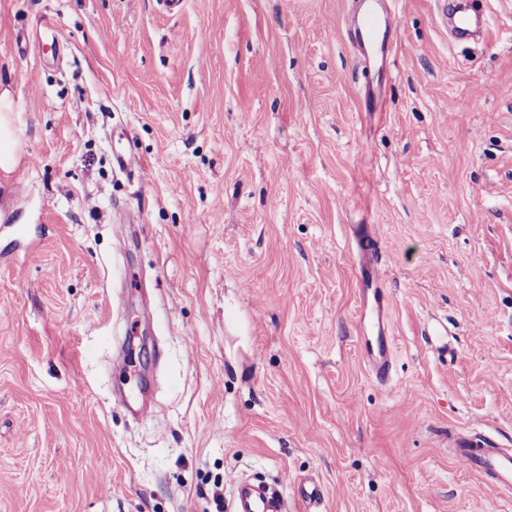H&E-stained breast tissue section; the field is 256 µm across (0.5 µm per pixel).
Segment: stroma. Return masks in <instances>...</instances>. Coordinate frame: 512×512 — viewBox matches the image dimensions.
I'll list each match as a JSON object with an SVG mask.
<instances>
[{"label":"stroma","instance_id":"1","mask_svg":"<svg viewBox=\"0 0 512 512\" xmlns=\"http://www.w3.org/2000/svg\"><path fill=\"white\" fill-rule=\"evenodd\" d=\"M358 2L0 0V512H221L241 476L316 479L320 512H512L448 453L512 448V0H470L462 41L401 0L381 80ZM0 157L5 165L12 169V146L14 144L11 128L10 112H13L9 92L4 89L0 92ZM362 287L364 293L367 295L369 301V293L373 297L372 312L377 316L378 322V336L376 339V346L367 348V363L380 383H384L389 379L392 368V353L389 346V336H385L387 332L386 327V311L389 306V299L380 293L379 282L367 277L366 275L362 280Z\"/></svg>","mask_w":512,"mask_h":512}]
</instances>
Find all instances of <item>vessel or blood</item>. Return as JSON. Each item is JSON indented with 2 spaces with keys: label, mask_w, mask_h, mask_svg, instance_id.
Instances as JSON below:
<instances>
[{
  "label": "vessel or blood",
  "mask_w": 512,
  "mask_h": 512,
  "mask_svg": "<svg viewBox=\"0 0 512 512\" xmlns=\"http://www.w3.org/2000/svg\"><path fill=\"white\" fill-rule=\"evenodd\" d=\"M398 38L397 17L392 11L367 10L356 29V45L364 54L391 53ZM364 293L373 297L372 311L380 321L374 346L367 349V363L379 382H386L392 368V353L384 323L389 300L380 292L378 281L362 280ZM452 458L467 471L486 476L493 487L502 491L512 489V448L500 447L490 436L472 430L451 444ZM293 497L306 507V512H318L323 500L320 482L310 479L293 488ZM284 499L275 487L262 488L246 478L237 479L233 487L231 512H284Z\"/></svg>",
  "instance_id": "vessel-or-blood-1"
}]
</instances>
